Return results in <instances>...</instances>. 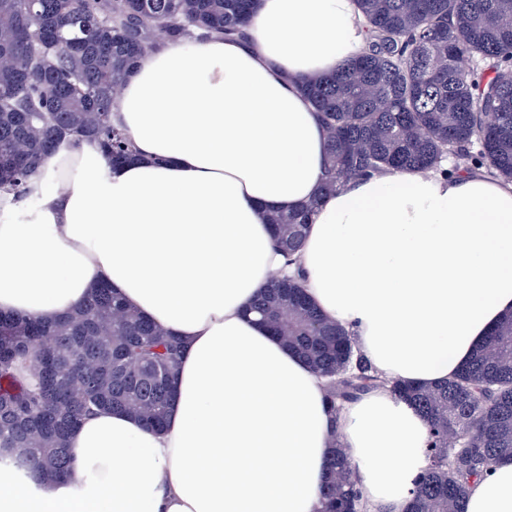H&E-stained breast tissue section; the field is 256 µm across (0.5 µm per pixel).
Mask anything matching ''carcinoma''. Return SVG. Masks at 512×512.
<instances>
[{
	"label": "carcinoma",
	"instance_id": "carcinoma-1",
	"mask_svg": "<svg viewBox=\"0 0 512 512\" xmlns=\"http://www.w3.org/2000/svg\"><path fill=\"white\" fill-rule=\"evenodd\" d=\"M365 49L305 90L329 139L326 180L430 170L467 159L512 182V78L462 69L480 58L512 61V0H355ZM255 0H0V189L36 203L31 182L60 145H94L112 166L134 157L112 122V103L143 53L159 40L246 36ZM314 199L268 210L277 247L300 254ZM254 310L283 346L328 380L333 410L387 386L350 334L325 317L299 278L272 276ZM181 339L126 305L106 284L53 321L0 316V442L22 481L73 474L68 441L99 410H121L161 430L174 399ZM391 390L429 424L427 466L404 512H465L471 483L512 460V313L504 315L454 377ZM324 512H359L362 488L333 448Z\"/></svg>",
	"mask_w": 512,
	"mask_h": 512
}]
</instances>
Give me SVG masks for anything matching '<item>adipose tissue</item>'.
Segmentation results:
<instances>
[{"mask_svg": "<svg viewBox=\"0 0 512 512\" xmlns=\"http://www.w3.org/2000/svg\"><path fill=\"white\" fill-rule=\"evenodd\" d=\"M247 32L136 60L114 105L135 161L63 148L36 208L0 192L18 216L0 224V313L53 320L104 282L187 342L165 431L92 416L69 439L73 479L0 471V512H322L335 446L366 512H403L427 421L387 388L332 412L324 378L257 324L250 304L288 271L264 210L316 201L307 292L389 381L453 377L512 312V182L443 163L321 196L328 146L303 84L362 50L352 0H256ZM468 512H512V461L475 479Z\"/></svg>", "mask_w": 512, "mask_h": 512, "instance_id": "1", "label": "adipose tissue"}]
</instances>
